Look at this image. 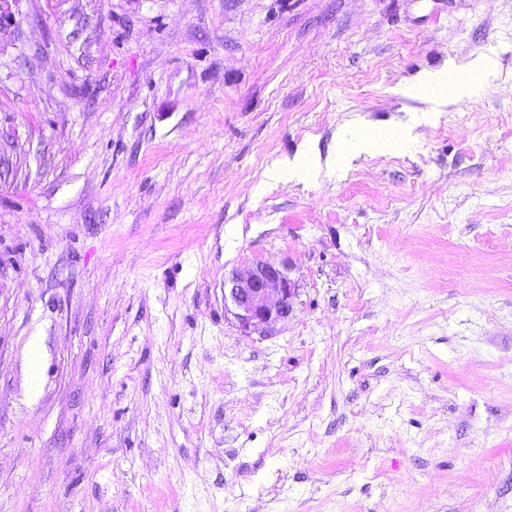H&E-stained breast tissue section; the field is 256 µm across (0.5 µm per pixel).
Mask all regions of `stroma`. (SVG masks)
I'll use <instances>...</instances> for the list:
<instances>
[{"label": "stroma", "instance_id": "35a3bbf8", "mask_svg": "<svg viewBox=\"0 0 512 512\" xmlns=\"http://www.w3.org/2000/svg\"><path fill=\"white\" fill-rule=\"evenodd\" d=\"M262 261L293 311L248 335ZM0 512H512V0H17ZM498 68V61L492 56H480L469 62L467 66L468 80H462L451 86L447 95L448 74L444 71H437L428 74L417 85L408 90L410 95H420L440 105L447 101L448 96L465 97L472 91V83L483 77L493 75ZM295 284L286 270L258 263L244 275L224 281V300L229 298L239 328L246 334L265 336L292 312Z\"/></svg>", "mask_w": 512, "mask_h": 512}]
</instances>
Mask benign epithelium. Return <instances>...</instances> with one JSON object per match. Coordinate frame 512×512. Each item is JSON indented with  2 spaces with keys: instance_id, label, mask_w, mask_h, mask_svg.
I'll return each mask as SVG.
<instances>
[{
  "instance_id": "obj_1",
  "label": "benign epithelium",
  "mask_w": 512,
  "mask_h": 512,
  "mask_svg": "<svg viewBox=\"0 0 512 512\" xmlns=\"http://www.w3.org/2000/svg\"><path fill=\"white\" fill-rule=\"evenodd\" d=\"M295 284L288 273L270 263H258L244 275L224 283V297L234 306V317L246 334L266 335L292 312Z\"/></svg>"
}]
</instances>
